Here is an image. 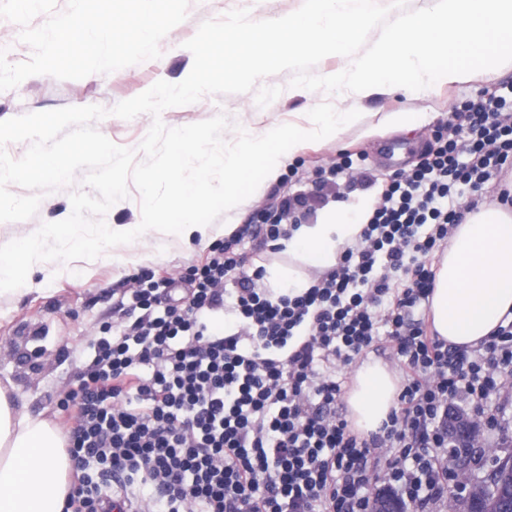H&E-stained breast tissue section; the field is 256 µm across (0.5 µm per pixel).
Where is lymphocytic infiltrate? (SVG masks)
Returning <instances> with one entry per match:
<instances>
[{
	"label": "lymphocytic infiltrate",
	"mask_w": 512,
	"mask_h": 512,
	"mask_svg": "<svg viewBox=\"0 0 512 512\" xmlns=\"http://www.w3.org/2000/svg\"><path fill=\"white\" fill-rule=\"evenodd\" d=\"M411 172L390 176L359 241L300 293L251 265L287 238L298 201L263 209L179 277L143 270L112 334L59 402L74 480L64 512H374L375 463L405 512L447 502L448 407L496 430L512 389V323L480 345L428 331L432 261L463 218L454 200L512 168V101H468ZM229 322L217 325L220 316ZM389 336L402 389L378 432L336 412V368Z\"/></svg>",
	"instance_id": "f902f5d3"
}]
</instances>
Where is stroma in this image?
Wrapping results in <instances>:
<instances>
[{"mask_svg":"<svg viewBox=\"0 0 512 512\" xmlns=\"http://www.w3.org/2000/svg\"><path fill=\"white\" fill-rule=\"evenodd\" d=\"M301 4L302 0H191L186 19L161 40L160 58L80 80H60L49 75L29 77L15 89L0 92V121L69 106L99 105L110 109L143 93L157 81L180 82L193 65V56L184 44L203 21L221 18L236 8L275 19L294 12ZM290 80L287 72L272 75L267 82L275 87V94L262 96L253 90L207 95L195 103L164 110L161 119L174 128L222 113L230 122L224 132L228 139L235 137L240 128L252 133L272 125L307 124L312 106L324 102L339 112L356 108L364 112H420L425 122L416 134L389 131L363 137L353 127L340 143L308 142L262 192L254 193L221 216L220 224L249 223L254 212L285 196L300 198V212L306 223L314 224L324 209L376 196L385 178L416 167L429 149L435 130L447 124L463 102L490 96L500 86H512V69H505L494 83L475 76L465 83L441 86L425 94L386 91L359 105L353 98H332L323 90L289 93ZM151 124L148 114L130 120L110 115L96 121L95 126L115 144L135 150ZM347 152L364 154L365 168L339 176L335 183H322V170L341 162ZM84 177V172H77L72 187L45 194L34 217L0 223V245L36 232L42 223L67 218L72 212L70 193L81 188ZM159 244L156 253L130 252L118 245L93 260L50 261L35 277L36 292L17 299L0 297V385H12L18 411L62 423L58 402L75 382L84 362L83 348L111 325L113 307L126 291L129 276L143 267L159 275L175 276L185 267L205 261L211 251L206 243L184 247L174 236L164 233L159 236ZM495 412L499 428L485 438L480 450L487 460L512 455V399H498Z\"/></svg>","mask_w":512,"mask_h":512,"instance_id":"obj_1","label":"stroma"}]
</instances>
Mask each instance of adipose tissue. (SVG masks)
I'll use <instances>...</instances> for the list:
<instances>
[{"label":"adipose tissue","instance_id":"ef3b65f1","mask_svg":"<svg viewBox=\"0 0 512 512\" xmlns=\"http://www.w3.org/2000/svg\"><path fill=\"white\" fill-rule=\"evenodd\" d=\"M374 205L363 198L327 210L316 224L292 230L285 246L287 267L267 268L264 282L274 291L307 288L312 271L333 267L344 246L356 242ZM170 199L152 202L154 217L168 221L184 246L213 241L216 224L198 215L176 219ZM512 312V204L499 202L467 213L457 225L439 264L431 297L435 331L448 344L475 347ZM397 372L377 361L354 371L347 397L349 419L361 434L378 431L396 404ZM62 429L40 417L16 414L0 386V512H62L70 491L72 462Z\"/></svg>","mask_w":512,"mask_h":512}]
</instances>
